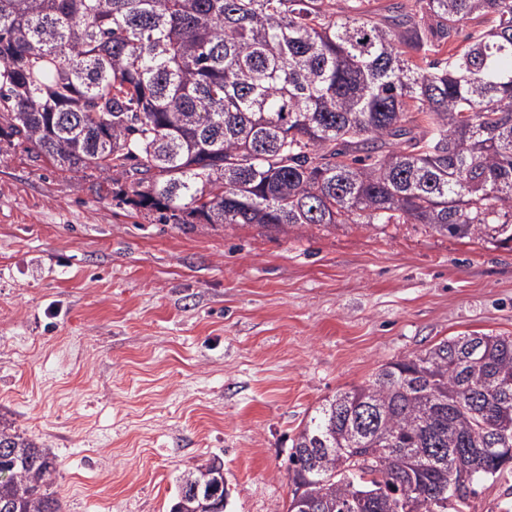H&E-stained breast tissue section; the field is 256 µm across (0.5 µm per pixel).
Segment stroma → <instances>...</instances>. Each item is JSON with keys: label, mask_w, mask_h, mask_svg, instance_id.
I'll return each instance as SVG.
<instances>
[{"label": "stroma", "mask_w": 512, "mask_h": 512, "mask_svg": "<svg viewBox=\"0 0 512 512\" xmlns=\"http://www.w3.org/2000/svg\"><path fill=\"white\" fill-rule=\"evenodd\" d=\"M512 336V243L418 224L174 225L0 141V412L54 448L63 512H287L291 440L380 365ZM468 512H512V468ZM220 472H223V474H224V465L219 461V459L214 458L213 460L208 462L205 466H202V467L196 469V471H191V472H188L187 474L186 473H184V474L191 475L194 479H197L200 482L205 483L206 481L210 480V478L212 476L219 475ZM184 474H182L179 477V481ZM192 477L186 476L184 478V481H183L184 491L187 492L190 496L199 498V496L203 494V491H201L200 484L196 483ZM179 481H178V483H179Z\"/></svg>", "instance_id": "obj_1"}]
</instances>
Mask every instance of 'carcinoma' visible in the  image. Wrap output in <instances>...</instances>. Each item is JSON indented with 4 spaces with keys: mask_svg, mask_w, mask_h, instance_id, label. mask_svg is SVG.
Masks as SVG:
<instances>
[{
    "mask_svg": "<svg viewBox=\"0 0 512 512\" xmlns=\"http://www.w3.org/2000/svg\"><path fill=\"white\" fill-rule=\"evenodd\" d=\"M364 4L0 0V137L112 173L165 224L511 242L512 0ZM491 448H512V337L446 338L317 407L287 512H396L407 494L412 512H466L512 464ZM5 468L0 512H62L54 449L0 415Z\"/></svg>",
    "mask_w": 512,
    "mask_h": 512,
    "instance_id": "1",
    "label": "carcinoma"
}]
</instances>
